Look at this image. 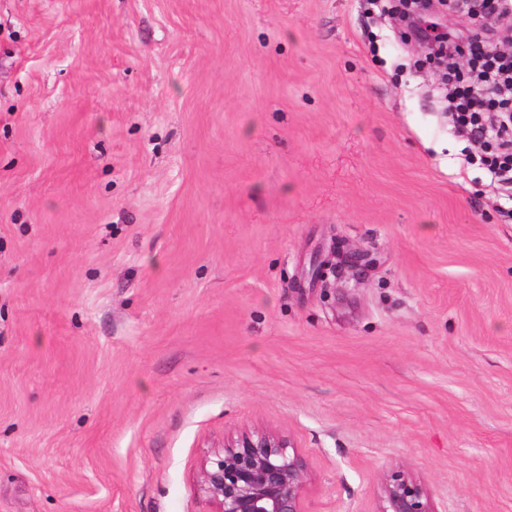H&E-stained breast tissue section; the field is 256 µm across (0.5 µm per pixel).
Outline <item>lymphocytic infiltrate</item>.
Returning <instances> with one entry per match:
<instances>
[{
	"mask_svg": "<svg viewBox=\"0 0 512 512\" xmlns=\"http://www.w3.org/2000/svg\"><path fill=\"white\" fill-rule=\"evenodd\" d=\"M417 30L448 49V118L481 146L465 154L464 164L480 166L495 188L512 187V55L500 53L488 34L463 43L427 20Z\"/></svg>",
	"mask_w": 512,
	"mask_h": 512,
	"instance_id": "f902f5d3",
	"label": "lymphocytic infiltrate"
}]
</instances>
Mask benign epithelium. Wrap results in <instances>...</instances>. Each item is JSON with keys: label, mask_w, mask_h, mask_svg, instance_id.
<instances>
[{"label": "benign epithelium", "mask_w": 512, "mask_h": 512, "mask_svg": "<svg viewBox=\"0 0 512 512\" xmlns=\"http://www.w3.org/2000/svg\"><path fill=\"white\" fill-rule=\"evenodd\" d=\"M305 461L289 438L269 429H245L203 459L195 490L212 512H306ZM379 512H438L424 484L392 470L381 487Z\"/></svg>", "instance_id": "obj_1"}]
</instances>
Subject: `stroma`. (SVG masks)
<instances>
[{
  "label": "stroma",
  "mask_w": 512,
  "mask_h": 512,
  "mask_svg": "<svg viewBox=\"0 0 512 512\" xmlns=\"http://www.w3.org/2000/svg\"><path fill=\"white\" fill-rule=\"evenodd\" d=\"M370 0H0V512H512V222ZM305 461L289 438L269 429H245L203 459L195 490L210 512H307ZM378 512H439L424 484L404 470H392L381 487Z\"/></svg>",
  "instance_id": "1"
}]
</instances>
